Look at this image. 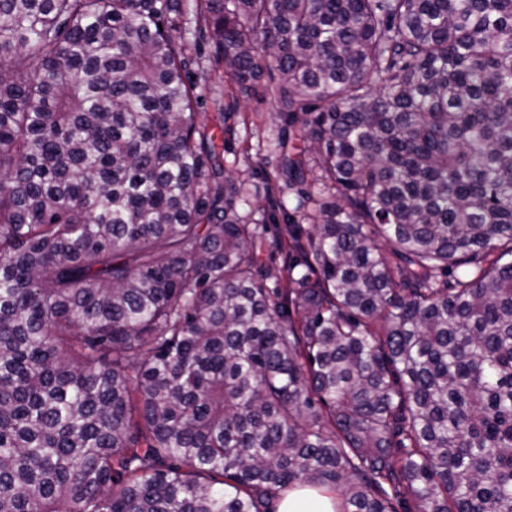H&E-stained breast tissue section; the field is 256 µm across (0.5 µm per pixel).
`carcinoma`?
Here are the masks:
<instances>
[{
	"label": "carcinoma",
	"instance_id": "1",
	"mask_svg": "<svg viewBox=\"0 0 512 512\" xmlns=\"http://www.w3.org/2000/svg\"><path fill=\"white\" fill-rule=\"evenodd\" d=\"M302 484L512 512V0H0V512ZM235 85L232 83L231 79L224 74L223 68H218L211 73V79L209 82L205 83V89L200 90L198 92L207 97V101L204 105V108L201 109L209 119V125L211 126V117L213 109L211 107V103L209 97L212 92L224 93V98L230 99L232 95H235ZM272 112L275 110L269 96L264 99L260 96H239L237 135L235 140L224 144L227 168L240 179L256 185H262L264 173L272 171L266 162L271 161L272 143L279 130ZM242 118L246 121V128Z\"/></svg>",
	"mask_w": 512,
	"mask_h": 512
}]
</instances>
